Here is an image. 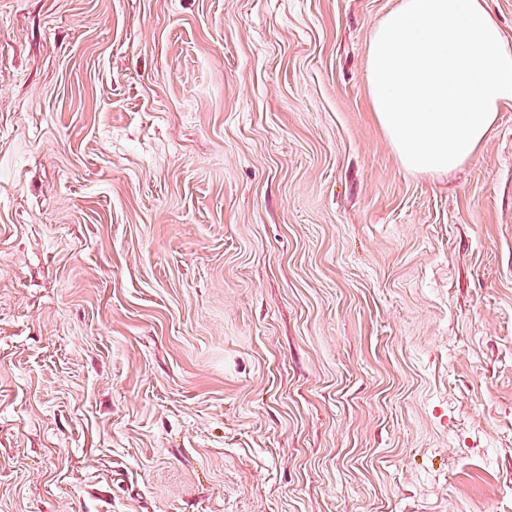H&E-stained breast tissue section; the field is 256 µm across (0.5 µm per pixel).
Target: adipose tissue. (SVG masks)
Masks as SVG:
<instances>
[{
    "label": "adipose tissue",
    "mask_w": 512,
    "mask_h": 512,
    "mask_svg": "<svg viewBox=\"0 0 512 512\" xmlns=\"http://www.w3.org/2000/svg\"><path fill=\"white\" fill-rule=\"evenodd\" d=\"M367 80L402 165L448 173L512 102V45L486 0H400L373 30Z\"/></svg>",
    "instance_id": "1"
}]
</instances>
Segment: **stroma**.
Listing matches in <instances>:
<instances>
[{
  "label": "stroma",
  "mask_w": 512,
  "mask_h": 512,
  "mask_svg": "<svg viewBox=\"0 0 512 512\" xmlns=\"http://www.w3.org/2000/svg\"><path fill=\"white\" fill-rule=\"evenodd\" d=\"M398 0H0V512H512V104L406 170Z\"/></svg>",
  "instance_id": "35a3bbf8"
}]
</instances>
